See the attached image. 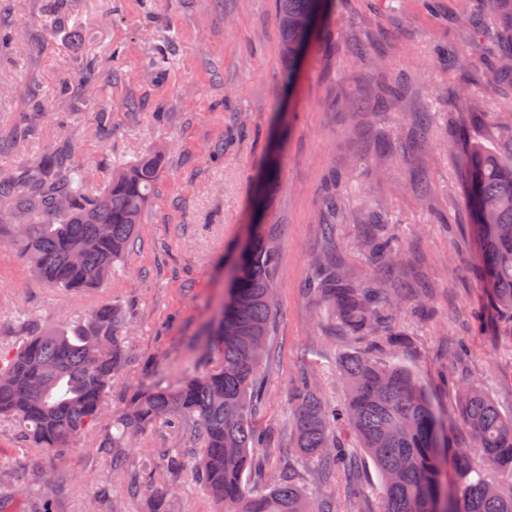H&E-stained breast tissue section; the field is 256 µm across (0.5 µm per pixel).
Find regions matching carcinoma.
Masks as SVG:
<instances>
[{
	"instance_id": "carcinoma-1",
	"label": "carcinoma",
	"mask_w": 512,
	"mask_h": 512,
	"mask_svg": "<svg viewBox=\"0 0 512 512\" xmlns=\"http://www.w3.org/2000/svg\"><path fill=\"white\" fill-rule=\"evenodd\" d=\"M319 3L324 24L332 0H276L280 52L285 81L294 77L295 62L307 48L310 32L301 19ZM40 40L52 37L64 0H47ZM494 21L488 37L490 78L503 64L512 65V0H480L464 6L458 23L480 32ZM390 86L372 98L353 103L358 110L384 112L402 97ZM90 104L99 121L110 109L97 95L93 73L74 92ZM503 138L504 159L494 146L473 141L468 150L465 204L474 216L476 271L491 307L512 319V126ZM159 158L145 156L117 170L94 193L62 146L41 155L20 172H0V199L9 211L0 217V236L13 235L11 218L30 221L21 241L35 273L48 284L72 294L106 285L115 265L133 249L141 217L156 181ZM341 209L336 192L321 203L326 235L336 228ZM285 225L269 209L255 208L245 249L227 269V288L220 312L223 320L194 337L197 346L217 351L219 363L173 385H154L138 393L105 437L99 453L112 471L125 468L130 438L163 423L181 441L199 442L194 471L220 512H337L332 497L312 498L300 488L293 469L284 467L261 493H252L245 475L267 447L266 436L253 423L261 400V384L269 361L277 310L279 243ZM362 242L391 268L398 265V246L391 238L368 230ZM309 292L321 297L351 334L389 330L396 347L403 337L391 331L394 303L382 301L368 283L351 285L336 275V255L325 252L312 266ZM127 317L121 306L105 302L65 328L35 332L14 349L0 348V417L16 420L32 446L52 453L69 449L103 416L113 378L129 358L123 333ZM348 394L340 405L324 401L312 378L292 386L289 454L305 459L326 476L342 471L355 475L357 450L376 465L381 483L378 512H512V494L488 477L459 483L448 476L469 475L470 456L478 452L490 464L512 471V414L475 387L458 392L452 412L440 410L408 368L380 362L369 355L348 356L340 365ZM469 442L453 446L456 429ZM182 458L160 448L127 486L139 495L142 485L156 484L183 469Z\"/></svg>"
}]
</instances>
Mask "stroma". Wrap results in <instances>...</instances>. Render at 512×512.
<instances>
[{"label":"stroma","mask_w":512,"mask_h":512,"mask_svg":"<svg viewBox=\"0 0 512 512\" xmlns=\"http://www.w3.org/2000/svg\"><path fill=\"white\" fill-rule=\"evenodd\" d=\"M458 0H335L332 42L314 35L284 82L275 0H68L67 17L40 52L28 37L42 16L41 0H0V136L26 128L0 171L36 162L69 139L89 189L102 188L121 164L163 150L153 198L138 242L100 290L73 295L42 281L20 242H0V346L19 345L34 328L67 325L87 309L115 301L128 319L130 352L106 399V416L71 449L50 453L24 447L20 427L0 419V500L7 512H31L50 495L54 512H148L152 488L126 493L131 476L152 451L171 448L185 460L198 446L178 443L156 426L127 448V472L113 473L97 451L142 385H164L211 367L213 352L188 340L208 327L224 301V272L236 257L268 167L278 172L272 201L286 226L280 244L277 320L264 373V400L253 422L268 436L262 469L246 485L262 491L271 474L292 466L310 497L334 496L338 512H377L378 471L361 456L356 483L337 474L320 481L309 461L288 457V388L308 375L323 398L346 397L340 363L373 352L412 369L434 405L452 408L460 386L479 387L502 413H512V322L496 333L480 329L491 312L472 268L474 236L464 204L467 155L474 136L499 137L512 105L485 73L481 39L456 23ZM368 43L388 62L377 71L351 56ZM454 48L469 60L460 70L439 52ZM98 77L112 111L111 128L96 112L69 108L79 73ZM399 81L403 97L385 112H353L350 100ZM44 112L33 113L34 100ZM292 114L290 123L277 116ZM430 132L415 135L418 117ZM336 172L342 211L333 240L319 228L325 177ZM427 178L429 192L415 184ZM388 218L385 234L400 245L401 278L413 291L397 308L391 349L383 333L354 336L333 311L306 294L314 259L336 252L353 284L371 282L380 296L393 287L390 270L360 245L374 212ZM50 474L43 490L19 482L22 473ZM172 483L170 512H214L191 469Z\"/></svg>","instance_id":"35a3bbf8"}]
</instances>
